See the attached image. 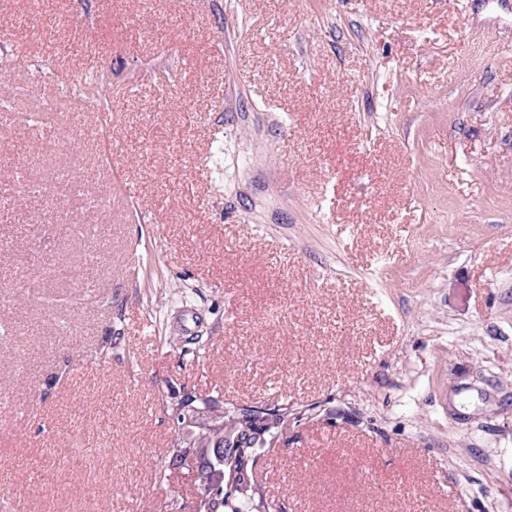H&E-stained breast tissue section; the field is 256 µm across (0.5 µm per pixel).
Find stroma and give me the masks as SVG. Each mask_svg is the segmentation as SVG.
Instances as JSON below:
<instances>
[{"instance_id": "stroma-1", "label": "stroma", "mask_w": 512, "mask_h": 512, "mask_svg": "<svg viewBox=\"0 0 512 512\" xmlns=\"http://www.w3.org/2000/svg\"><path fill=\"white\" fill-rule=\"evenodd\" d=\"M1 26L13 112L93 66L112 109L0 124V512H183L189 394L304 412L259 462L284 512H512V0H0ZM61 162L67 192L17 175Z\"/></svg>"}]
</instances>
